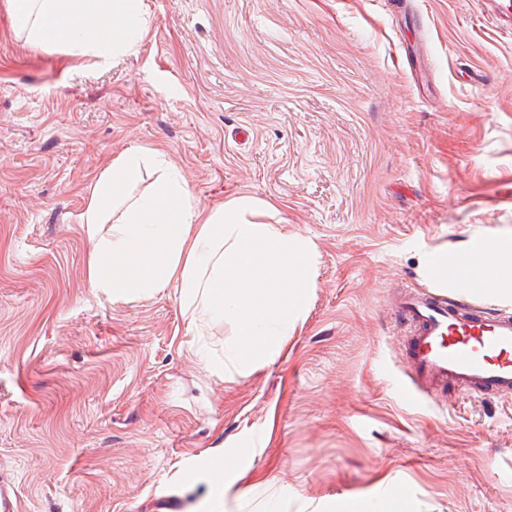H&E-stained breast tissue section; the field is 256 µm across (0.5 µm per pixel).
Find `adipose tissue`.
<instances>
[{
	"label": "adipose tissue",
	"instance_id": "obj_1",
	"mask_svg": "<svg viewBox=\"0 0 512 512\" xmlns=\"http://www.w3.org/2000/svg\"><path fill=\"white\" fill-rule=\"evenodd\" d=\"M7 9L31 44L97 57L129 51L148 32L142 0H7ZM149 170L152 187L139 191ZM273 210L272 202L245 196L205 209L164 151L130 148L86 197L88 283L115 301L177 285L199 321L233 319L240 342L232 364L262 366L301 313L314 262L308 242L262 223Z\"/></svg>",
	"mask_w": 512,
	"mask_h": 512
}]
</instances>
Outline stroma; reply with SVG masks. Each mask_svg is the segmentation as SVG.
<instances>
[{
    "instance_id": "obj_1",
    "label": "stroma",
    "mask_w": 512,
    "mask_h": 512,
    "mask_svg": "<svg viewBox=\"0 0 512 512\" xmlns=\"http://www.w3.org/2000/svg\"><path fill=\"white\" fill-rule=\"evenodd\" d=\"M114 59L17 36L0 4V467L22 512H512V397L404 402L394 288L465 299L431 254L512 239V34L475 0H143ZM202 204L273 202L315 259L256 369L176 286L90 288L87 193L131 147ZM387 499L390 500L394 512H401L403 494L398 487L388 489ZM337 512H392L391 504L385 499L367 500L361 498L346 499L336 505Z\"/></svg>"
}]
</instances>
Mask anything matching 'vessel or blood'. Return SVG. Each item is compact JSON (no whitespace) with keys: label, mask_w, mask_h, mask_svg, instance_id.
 Wrapping results in <instances>:
<instances>
[{"label":"vessel or blood","mask_w":512,"mask_h":512,"mask_svg":"<svg viewBox=\"0 0 512 512\" xmlns=\"http://www.w3.org/2000/svg\"><path fill=\"white\" fill-rule=\"evenodd\" d=\"M490 239L462 251L436 255L434 266L451 280L467 279L468 300L435 289L401 291L390 302L404 326L403 363L407 379L399 392L409 403L424 390L450 385L477 398L512 395V312L484 306L488 289L469 279L473 268L489 261Z\"/></svg>","instance_id":"vessel-or-blood-1"}]
</instances>
